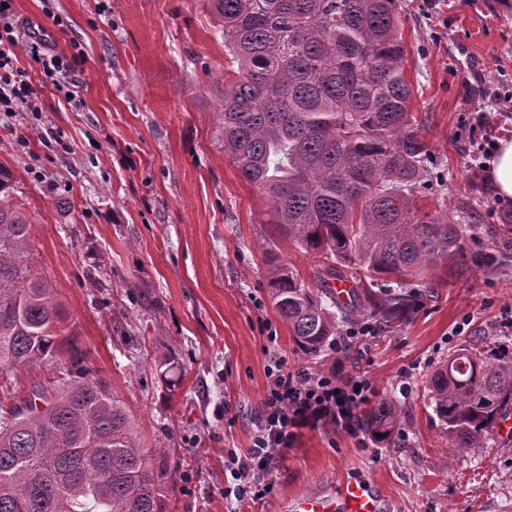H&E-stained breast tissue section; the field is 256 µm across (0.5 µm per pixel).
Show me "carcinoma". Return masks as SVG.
<instances>
[{"instance_id":"cac0c4a2","label":"carcinoma","mask_w":512,"mask_h":512,"mask_svg":"<svg viewBox=\"0 0 512 512\" xmlns=\"http://www.w3.org/2000/svg\"><path fill=\"white\" fill-rule=\"evenodd\" d=\"M208 4L237 63L224 83V152L266 200L276 237L331 261L313 288L268 240L271 302L303 353L321 352L341 321L398 326L448 271L492 260L475 225L431 200L436 161L411 112L393 0ZM17 192L0 166V388L38 363L59 376L30 400L0 397V512H172L168 453L144 444L116 387L69 345ZM333 280L351 283L347 299ZM485 343L474 337L427 381L431 419L456 453L480 447L512 400V352L475 348ZM399 418L381 400L361 426L384 442Z\"/></svg>"}]
</instances>
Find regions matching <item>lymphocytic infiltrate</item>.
<instances>
[{"label": "lymphocytic infiltrate", "instance_id": "obj_1", "mask_svg": "<svg viewBox=\"0 0 512 512\" xmlns=\"http://www.w3.org/2000/svg\"><path fill=\"white\" fill-rule=\"evenodd\" d=\"M12 0H0V111L36 112L38 89L15 65L18 40L11 22ZM269 392L255 423L252 448L234 456L232 492L237 500L262 499L283 448L301 429L332 425L347 431L358 426V409L369 400L366 381L343 377L338 366L316 373L286 372L280 363L268 369Z\"/></svg>", "mask_w": 512, "mask_h": 512}]
</instances>
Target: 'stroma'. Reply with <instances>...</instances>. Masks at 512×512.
Returning <instances> with one entry per match:
<instances>
[{
	"label": "stroma",
	"instance_id": "stroma-1",
	"mask_svg": "<svg viewBox=\"0 0 512 512\" xmlns=\"http://www.w3.org/2000/svg\"><path fill=\"white\" fill-rule=\"evenodd\" d=\"M17 65L37 112H0V165L35 224L32 249L90 367L117 386L147 445L178 464L173 512H291L294 497L364 478L383 512H503L512 443L488 436L454 453L429 419L425 381L476 336L512 351V201L475 171L482 111L496 140L512 118V0H395L420 134L453 217L492 231V262L451 270L403 324H341L344 353H302L274 312L263 201L224 153L220 102L232 62L207 0H14ZM82 53L76 100L34 63L33 37ZM174 358L168 377L159 366ZM316 372L341 362L374 400L402 409L392 438L331 425L282 451L257 503L227 493L229 454L252 444L267 366Z\"/></svg>",
	"mask_w": 512,
	"mask_h": 512
}]
</instances>
